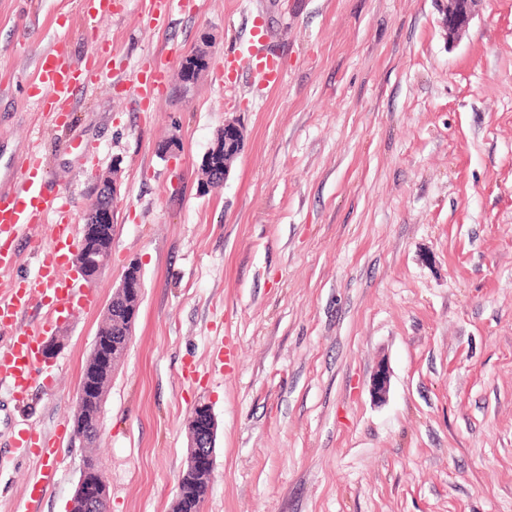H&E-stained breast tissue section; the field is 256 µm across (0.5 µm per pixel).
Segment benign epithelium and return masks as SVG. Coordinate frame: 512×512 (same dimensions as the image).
Masks as SVG:
<instances>
[{"mask_svg":"<svg viewBox=\"0 0 512 512\" xmlns=\"http://www.w3.org/2000/svg\"><path fill=\"white\" fill-rule=\"evenodd\" d=\"M446 10L448 39H455L464 30L470 20L479 13L483 0H441ZM206 71L195 69L182 73L181 84L184 95H189L198 86ZM246 128L237 118L224 120V127L218 131L212 147L201 164V168L215 171L216 164H224V177H229L232 166L244 150ZM120 196V185L112 177L98 175L94 185L92 199L87 213L92 220L82 227V234L75 250L74 267L85 280L96 278L103 268L102 260L97 258L101 251L95 239L94 226L110 224L113 219L114 205ZM132 278L120 282L116 289L125 304V313L130 322H135L143 295L141 266L137 260L128 264ZM130 337L112 338L105 333L96 334L92 357L93 372L79 384L76 408L87 405L99 394L101 383L112 373L113 357L127 348ZM391 373L387 362H381L370 378V393L378 401L387 398L390 390ZM189 420V455L194 483L201 489L211 488L214 480L215 443L217 420L209 403L200 401L194 405ZM79 480L71 501L90 507L103 500L107 493L108 481L101 471H93L85 462L79 464Z\"/></svg>","mask_w":512,"mask_h":512,"instance_id":"obj_1","label":"benign epithelium"}]
</instances>
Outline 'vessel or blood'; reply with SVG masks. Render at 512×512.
Returning a JSON list of instances; mask_svg holds the SVG:
<instances>
[{"instance_id": "1", "label": "vessel or blood", "mask_w": 512, "mask_h": 512, "mask_svg": "<svg viewBox=\"0 0 512 512\" xmlns=\"http://www.w3.org/2000/svg\"><path fill=\"white\" fill-rule=\"evenodd\" d=\"M254 73V84L262 91L280 86L283 74L263 35H255L245 50ZM100 79L88 65H72L60 49L43 54L35 83L41 93L42 110L52 127L64 126L68 104L78 93L88 91ZM46 167L39 153L28 156L24 170L9 189L0 191V387L8 391L16 407L26 406L32 385L42 365L41 338L50 333L61 314L84 301L79 279L67 258L77 237L71 208L62 195L45 192ZM49 224L45 255L34 277L15 280L10 273L18 261L11 243L30 238L34 228ZM47 307V318L33 326L23 324L30 307Z\"/></svg>"}]
</instances>
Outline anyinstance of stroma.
<instances>
[{"label":"stroma","instance_id":"stroma-1","mask_svg":"<svg viewBox=\"0 0 512 512\" xmlns=\"http://www.w3.org/2000/svg\"><path fill=\"white\" fill-rule=\"evenodd\" d=\"M114 7L93 21L82 0H0V186L36 147L75 219L98 173L119 165L121 183L94 305L61 319L27 407L0 389V512L47 470L35 512H68L81 374L133 259L143 298L100 417L109 512H171L200 401L218 423L202 512H512V0L453 40L439 0H185L159 22ZM205 32L191 94L144 112L113 86L159 61L176 84ZM258 32L284 78L259 98L242 56ZM95 44L106 77L50 128L39 57ZM232 116L245 150L201 192ZM24 423L51 454L13 448ZM391 373L387 362H381L370 378V393L378 401H384L390 390Z\"/></svg>","mask_w":512,"mask_h":512}]
</instances>
